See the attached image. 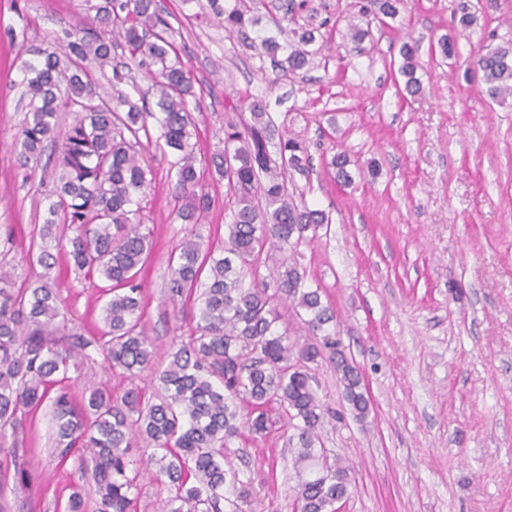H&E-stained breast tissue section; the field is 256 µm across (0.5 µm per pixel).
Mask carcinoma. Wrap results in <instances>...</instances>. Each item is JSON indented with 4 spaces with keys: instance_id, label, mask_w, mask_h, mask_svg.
<instances>
[{
    "instance_id": "cac0c4a2",
    "label": "carcinoma",
    "mask_w": 512,
    "mask_h": 512,
    "mask_svg": "<svg viewBox=\"0 0 512 512\" xmlns=\"http://www.w3.org/2000/svg\"><path fill=\"white\" fill-rule=\"evenodd\" d=\"M210 9L228 34L271 59L277 70L298 75L317 51L310 49L320 29L339 30L340 21L318 28L278 26L260 40L249 30L260 18L248 14L243 0H209ZM405 0H356L348 22L352 41L371 36L372 23L396 19ZM101 34L75 26L57 44L35 47L37 62L26 65L29 112L18 134L13 163L26 169L55 141L59 113L73 115L62 143L49 155L56 174L48 218L30 232V265L43 269L32 282L15 290L0 288V512H10L4 497L8 457L6 439L19 442L29 412L45 402L53 408L59 462L74 460L89 476L97 512H134L141 481L153 468L169 483L168 512H222L224 488L236 494L231 512H243L249 497L238 473L224 461V448L247 427L266 431L267 408L281 409L284 426L293 429L288 445L298 477L293 512H336L349 495V469L317 449L319 431L329 408L313 387L311 365L323 358L336 367L344 398L363 422L370 400L359 371L327 329L336 321L296 256L317 232L331 223L321 209L288 192L285 173L309 176V144L289 134L287 119L276 123L263 98L228 95L224 109L249 112V119L230 122L224 150L211 159L228 186L232 221L224 225V242L203 244L188 231L168 261L167 299L197 305L196 326L188 340L173 337L167 364L159 371L158 389L150 396L130 387L114 392L90 390L81 406L73 402L69 373L102 357L109 370L133 379L154 368L155 344L143 327L139 274L150 258L152 231L142 224L135 196L147 184L142 164L143 141L173 151L169 173L179 190L176 214L185 224L199 223L213 200L196 170L187 108L195 96L189 69L168 39L169 23L155 0H98L90 6ZM366 21L362 28L357 19ZM399 74L410 96L422 91L416 76L415 47H400ZM112 65V96L97 92L94 70L85 64ZM473 71L482 73L493 100L512 96V53L497 48L481 55ZM151 82L158 112L140 105L122 85L137 87L136 76ZM160 135L152 138L149 119ZM349 159L333 154L330 167L339 181H350ZM67 251L74 269L104 282L105 329L86 336L61 315L55 257L50 248ZM283 259L269 275L261 272L271 252ZM301 318L322 342H292L278 330L282 310Z\"/></svg>"
}]
</instances>
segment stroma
Masks as SVG:
<instances>
[{
  "label": "stroma",
  "mask_w": 512,
  "mask_h": 512,
  "mask_svg": "<svg viewBox=\"0 0 512 512\" xmlns=\"http://www.w3.org/2000/svg\"><path fill=\"white\" fill-rule=\"evenodd\" d=\"M159 2L193 78L196 169L214 200L194 232L223 241L231 218L210 163L238 118L225 111V93L247 87L264 96L274 118L310 143L312 171L295 176L296 190L332 222L301 246L299 262L335 309L336 338L372 403L366 423L357 422L334 367L316 368L318 394L337 414L323 446L352 469L342 512H512V98L493 102L480 81L464 78L474 57L512 42V0H409L394 28L374 31L362 47L334 35L301 77L227 37L207 0ZM464 3L475 21L459 33ZM90 18L86 0H0V252L12 258L17 286L30 274V231L44 222L53 187L44 165L22 176L11 161L32 59L21 32L28 23L50 38ZM452 32L456 57L432 53ZM408 35L424 87L414 97L394 83ZM339 151L351 161L347 186L327 166ZM142 153L153 180L139 200L154 239L143 322L163 351L172 335L190 336L197 306L166 299L169 256L186 228L170 153L154 145ZM52 273L71 326L97 334L105 301L95 282L62 260ZM54 438L45 404L15 450L25 478L8 479L11 512H64L82 485L76 463L58 466ZM227 455L251 488L247 512H292L298 478L283 428L242 431Z\"/></svg>",
  "instance_id": "stroma-1"
}]
</instances>
